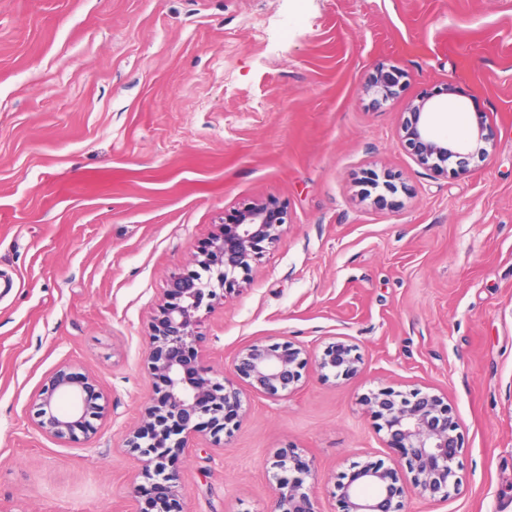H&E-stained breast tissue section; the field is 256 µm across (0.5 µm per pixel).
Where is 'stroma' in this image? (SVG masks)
<instances>
[{
	"label": "stroma",
	"mask_w": 512,
	"mask_h": 512,
	"mask_svg": "<svg viewBox=\"0 0 512 512\" xmlns=\"http://www.w3.org/2000/svg\"><path fill=\"white\" fill-rule=\"evenodd\" d=\"M400 72L396 97L365 91ZM493 153L468 175L418 165L408 105ZM288 222L250 285L201 310L216 372L254 341L321 354L244 394L231 436L176 460L187 512H267L291 448L316 512L339 475L398 455L363 397L433 388L460 421L458 492L406 512H512V0H0V512H136L147 480L127 435L159 386L149 336L169 276L259 200ZM108 403L60 442L34 400L60 365ZM354 345L341 337L329 342L315 364L324 378L348 379L361 370L362 357Z\"/></svg>",
	"instance_id": "stroma-1"
}]
</instances>
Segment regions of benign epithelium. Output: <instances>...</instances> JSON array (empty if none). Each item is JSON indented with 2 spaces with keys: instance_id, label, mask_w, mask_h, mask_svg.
Here are the masks:
<instances>
[{
  "instance_id": "obj_1",
  "label": "benign epithelium",
  "mask_w": 512,
  "mask_h": 512,
  "mask_svg": "<svg viewBox=\"0 0 512 512\" xmlns=\"http://www.w3.org/2000/svg\"><path fill=\"white\" fill-rule=\"evenodd\" d=\"M398 76L379 72L366 91L387 101L397 95ZM439 104L422 97L408 107L402 123V138L417 163L438 175H465L489 155L494 143L484 116H477L476 140L457 143L437 136L431 126ZM287 211L274 200L244 207L219 225L207 245L194 256L195 269L173 274L164 291L163 304L153 333L150 360L153 374L164 385L146 412L150 432H136L126 446L143 457L144 467L161 473V482L151 497L139 502L136 512H184L179 494L180 475L175 454L198 433L209 432L214 440L230 434L244 416L243 392L234 380L250 391L268 397L296 391L310 361L307 350L289 341L251 343L235 355L232 377L216 378L198 349V313L224 298L225 293L250 280L253 264L280 236ZM315 364L324 378L348 379L361 370L362 357L354 345L341 337L328 343ZM69 398L70 408L50 410L55 395ZM103 395L94 380L61 366L48 376L39 393L38 425L48 436L71 440L90 432L89 422L107 412ZM371 417L385 431L387 447L400 454L396 468L382 462L354 468L337 483L344 512H403L412 492L446 500L459 490L457 458L463 442L452 408L440 395L421 388L408 391L380 388L364 398ZM296 456L278 454L272 471L283 475L271 482L270 512H314L303 490L307 470L291 467Z\"/></svg>"
}]
</instances>
